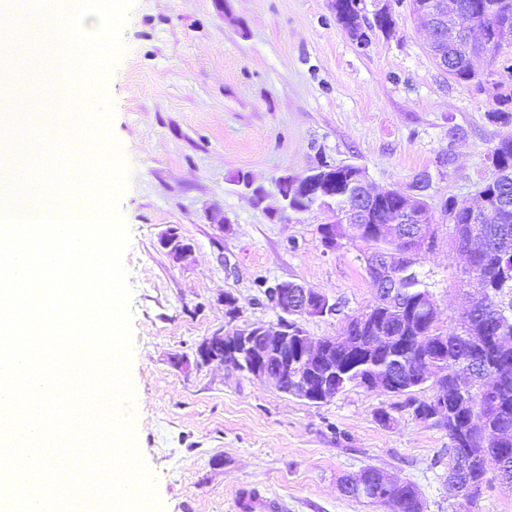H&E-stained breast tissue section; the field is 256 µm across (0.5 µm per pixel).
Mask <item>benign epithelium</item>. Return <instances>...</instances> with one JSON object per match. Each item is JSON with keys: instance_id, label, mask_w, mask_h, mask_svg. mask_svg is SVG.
Masks as SVG:
<instances>
[{"instance_id": "benign-epithelium-1", "label": "benign epithelium", "mask_w": 512, "mask_h": 512, "mask_svg": "<svg viewBox=\"0 0 512 512\" xmlns=\"http://www.w3.org/2000/svg\"><path fill=\"white\" fill-rule=\"evenodd\" d=\"M457 26V19L443 11L434 10L425 15V30L437 37ZM336 169L338 165L320 161L304 175L295 179L296 191L303 198L318 206H329L336 197ZM348 190L351 200L339 212H332V220L318 227L322 245L328 250L339 246L346 224H367L370 214L367 200L385 193L399 196L398 209L393 220L382 229H369L379 237L393 240L396 246L389 249L370 248L364 256V264L370 279L376 286V299L366 309L355 314L367 320L377 307H395L401 304L392 270L403 267L414 270L419 260L432 252L437 244L433 234L422 231L420 216L426 203L425 191L417 188H385L375 190L368 183L365 171L360 167L349 170ZM161 246L176 261L189 256L191 246L185 243L177 229L167 228L160 236ZM473 247L490 250L495 255L512 253L508 240L492 233L473 237ZM264 301L278 313L275 323H253L233 329L232 342L224 344V337L205 338L196 349L195 363L207 365L221 362L236 368L254 379H269L285 393L313 404L325 403L336 396V357L332 348L336 340L316 342L292 325L293 317H325L336 314V302L323 293L291 281H265ZM294 345L296 355H288L289 345ZM306 370V377L294 385H288V374L297 366ZM389 488L395 484L391 476L377 469L369 476L359 474L354 481L355 494L374 503H388V497L370 495V483Z\"/></svg>"}]
</instances>
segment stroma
I'll use <instances>...</instances> for the list:
<instances>
[{"label":"stroma","instance_id":"obj_1","mask_svg":"<svg viewBox=\"0 0 512 512\" xmlns=\"http://www.w3.org/2000/svg\"><path fill=\"white\" fill-rule=\"evenodd\" d=\"M396 31L361 47L332 0H136L107 82L112 130L130 166L117 209L130 243L136 443L161 512H237L240 489L280 497L288 512H393L346 494L343 476L371 465L419 490L424 512H512V488L488 470L478 497L448 492V432L395 408L390 394L350 386L312 404L219 363L184 367L206 337L272 322L259 280H288L339 302L303 317L308 336L340 332L376 289L346 235L327 250L317 234L331 213H279L276 184L319 160L363 167L378 188L432 178L428 222L438 245L417 264L444 327H459L473 290L448 243L447 197L470 203L506 128L487 92L450 80L433 61L409 0H392ZM33 79L0 92V122L15 98L43 121L57 105L34 99ZM247 173L256 202L236 177ZM229 224L220 231L217 219ZM177 228L192 246L173 260L160 245ZM238 301L229 320L225 295ZM389 411L390 426L375 418Z\"/></svg>","mask_w":512,"mask_h":512}]
</instances>
